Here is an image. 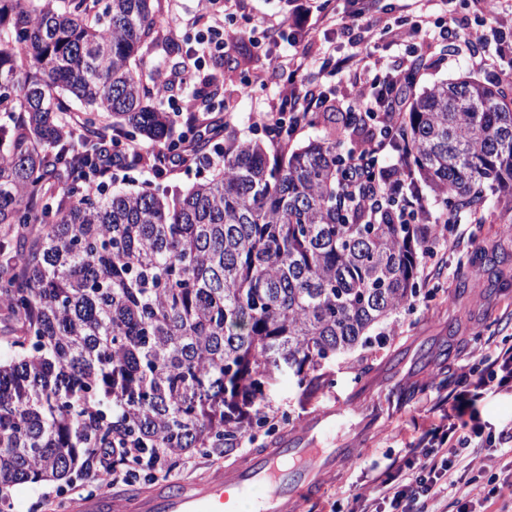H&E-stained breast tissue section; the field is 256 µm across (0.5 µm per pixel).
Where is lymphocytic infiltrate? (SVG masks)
Segmentation results:
<instances>
[{
	"instance_id": "f902f5d3",
	"label": "lymphocytic infiltrate",
	"mask_w": 512,
	"mask_h": 512,
	"mask_svg": "<svg viewBox=\"0 0 512 512\" xmlns=\"http://www.w3.org/2000/svg\"><path fill=\"white\" fill-rule=\"evenodd\" d=\"M234 0H224L225 13L215 18L200 40L213 57L223 56L236 41L240 30L235 25L232 10ZM430 0H405L398 5L400 23L408 37L420 40L402 61L388 63L375 60L361 65L354 75L357 93L351 111L375 120L379 124L372 139L345 161L346 199L363 212L378 217L387 216L395 224H418L431 219L448 226L447 214L432 215L424 196L410 189L409 175L400 164H383L382 158L393 151L399 127L407 112L410 71L424 68L435 58L451 55L464 56L479 68L511 81L512 69L502 68V60L512 57V34L501 31L495 37V52L487 54L482 47L486 42L484 27L497 21L500 14L512 12V0H474L477 6V28L465 27L457 16L444 20L432 19ZM272 68H288L290 79L279 90L268 111L257 113L256 127L292 137L308 124L310 117L322 111L333 96L329 88H309L297 83V76L305 69V55L296 54L289 60L271 58ZM184 76L179 71L157 70L154 85L163 90L175 117L180 118L188 130L187 136L178 137L175 144L153 149L152 169L163 175L178 167H187L197 161L219 166L224 162L221 151L204 157L185 152L187 139L209 140L216 129L200 117L199 99L208 95L199 88L196 100L187 99L181 91ZM139 145L125 143L119 134L102 136L99 142L100 170L86 177V186L105 191L119 172L127 170L140 155ZM463 390L453 393L446 413L421 436L404 442L393 464L394 478L378 483L377 494L361 506L359 512H428L449 489L455 488L454 467L461 449L480 443L488 447L505 449L512 455V423L500 430H486L475 409L477 401L498 389L512 385V346L495 347L494 351H479L478 361L464 375ZM125 462L108 468L110 482L119 483L130 475L145 473L152 480L168 479L173 471L171 458L164 450L144 457L136 449L124 451Z\"/></svg>"
}]
</instances>
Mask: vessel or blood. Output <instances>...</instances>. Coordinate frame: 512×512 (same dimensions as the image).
I'll use <instances>...</instances> for the list:
<instances>
[{
  "mask_svg": "<svg viewBox=\"0 0 512 512\" xmlns=\"http://www.w3.org/2000/svg\"><path fill=\"white\" fill-rule=\"evenodd\" d=\"M367 396L366 383H358L345 399L309 413L301 428L270 448L207 476L74 499L65 512H237L239 500L258 485L264 493L253 501L252 512H301L303 503L317 500L337 461L350 456L349 448L337 447L336 429Z\"/></svg>",
  "mask_w": 512,
  "mask_h": 512,
  "instance_id": "1",
  "label": "vessel or blood"
}]
</instances>
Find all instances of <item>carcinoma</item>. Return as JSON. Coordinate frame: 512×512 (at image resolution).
I'll return each instance as SVG.
<instances>
[{
	"label": "carcinoma",
	"mask_w": 512,
	"mask_h": 512,
	"mask_svg": "<svg viewBox=\"0 0 512 512\" xmlns=\"http://www.w3.org/2000/svg\"><path fill=\"white\" fill-rule=\"evenodd\" d=\"M161 0H0V489L119 464L125 448L230 454L268 425L265 385L287 368L314 394L326 360L417 293L437 224H379L344 204L338 145L374 135L327 117L323 137L269 156L224 128V167L173 193L87 191L98 114L157 147L169 119L134 64ZM89 109L60 137L58 114ZM396 149L411 188L512 214V98L472 78L411 97ZM512 286L507 269L490 289Z\"/></svg>",
	"instance_id": "obj_1"
}]
</instances>
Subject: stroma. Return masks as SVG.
I'll return each instance as SVG.
<instances>
[{
  "mask_svg": "<svg viewBox=\"0 0 512 512\" xmlns=\"http://www.w3.org/2000/svg\"><path fill=\"white\" fill-rule=\"evenodd\" d=\"M203 7L202 0H161L158 25L184 49L195 48L200 31L210 22ZM291 13L292 0H240L236 18L238 26L246 30L268 19L283 22L277 54L285 57L305 53L315 71L331 55L351 53L346 39L326 37L324 26L314 25L307 34L289 26ZM267 66V59L245 37L237 40L223 60L205 59L195 77L215 78L218 86L210 101L208 119L228 124L239 139H265V131L253 126L254 116L267 110L269 100L282 84L280 75L266 76L264 83L255 85L248 97L238 96L234 87L244 77ZM463 74L488 84L496 81L492 73L473 68L470 62L449 58L420 70L416 84L429 86ZM211 174V167L201 164L158 177L146 164L139 163L124 178L112 182L111 187L125 191L145 187L186 188ZM459 219V228L449 232L437 248L439 265L420 266L416 295L396 315L377 326V333L384 336L383 342L360 345L326 361L325 371L332 384L316 394H305L296 376L288 370L276 373L267 388L266 403L274 409L282 433L299 425L314 408L345 398L355 382L363 379L371 384L366 409L380 414L377 426L369 434L368 446L340 466L329 479L322 499L305 505L304 512H351L356 497H373L376 477L385 472L389 458L397 453L402 442L422 434L436 422L437 405L472 365L475 348L487 340L512 345V288L498 292L472 288L463 294L457 289L460 277L471 272L472 260L486 246L496 244L512 254V222L500 217L492 195L478 218L463 212ZM447 345L452 346V355L440 356V348ZM401 352L407 354L408 361L397 370L391 360ZM408 373L415 377V395L405 406L392 408L385 394ZM97 491V483L76 471L66 483L44 482L34 488L18 485L0 491V496L10 500L13 512H60L72 498Z\"/></svg>",
  "mask_w": 512,
  "mask_h": 512,
  "instance_id": "stroma-1",
  "label": "stroma"
}]
</instances>
